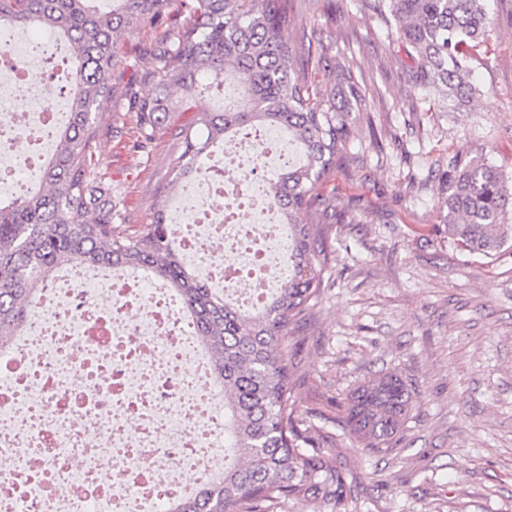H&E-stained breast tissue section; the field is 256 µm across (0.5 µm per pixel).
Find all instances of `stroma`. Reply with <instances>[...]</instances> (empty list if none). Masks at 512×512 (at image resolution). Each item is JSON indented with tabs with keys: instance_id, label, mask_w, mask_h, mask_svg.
<instances>
[{
	"instance_id": "35a3bbf8",
	"label": "stroma",
	"mask_w": 512,
	"mask_h": 512,
	"mask_svg": "<svg viewBox=\"0 0 512 512\" xmlns=\"http://www.w3.org/2000/svg\"><path fill=\"white\" fill-rule=\"evenodd\" d=\"M299 30H321L332 84L342 62L363 77L365 98L348 162L320 190L327 217L321 299L296 330L293 399L320 413L321 437L357 486L342 512H512V252L471 255L448 236L442 176L453 157L485 156L512 185V0H489L492 51L474 58L476 93L432 111L410 83V59L368 0H299ZM144 27L117 49L115 96L100 112L90 151L95 181L116 187L122 227L150 223L168 180L175 134L218 92L172 113L146 149L125 91L151 86ZM396 370L414 395L400 439L377 452L337 429L336 403L372 374Z\"/></svg>"
}]
</instances>
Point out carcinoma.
Returning a JSON list of instances; mask_svg holds the SVG:
<instances>
[{
    "mask_svg": "<svg viewBox=\"0 0 512 512\" xmlns=\"http://www.w3.org/2000/svg\"><path fill=\"white\" fill-rule=\"evenodd\" d=\"M169 0H0V24H34L69 50L73 79L57 149L26 194L0 198V353L23 328L31 305L55 273L72 261L97 269L137 267L165 283L194 320L213 373L224 387V475L176 499L166 512H274L305 498L315 512H341L354 494L353 477L330 448L314 443L310 417L292 400L291 336L323 293L313 265L324 251L318 189L341 171L351 110L361 105L360 81L345 63L325 89L316 69L328 46L306 51L285 37L297 26L293 0H194L188 18L169 14ZM489 0H377L397 39L411 48L409 79L456 105L475 91L470 62L488 53L494 21ZM149 24L162 30L150 49L153 89L132 94L144 148L171 113L191 109L208 77L227 88L223 109L198 112L176 133L169 182L156 194L153 220L127 233L112 186L90 179L89 144L96 119L112 102V70L120 41ZM186 97L172 101L167 88ZM256 126L288 135L296 157L269 185V203L288 226V277L255 309L216 293L186 258L167 224L174 187L202 179L213 145ZM442 209L448 235L465 251L493 258L512 243V188L485 158H454L444 174ZM412 407L406 381L395 371L363 381L337 405L336 426L380 450L403 432Z\"/></svg>",
    "mask_w": 512,
    "mask_h": 512,
    "instance_id": "cac0c4a2",
    "label": "carcinoma"
}]
</instances>
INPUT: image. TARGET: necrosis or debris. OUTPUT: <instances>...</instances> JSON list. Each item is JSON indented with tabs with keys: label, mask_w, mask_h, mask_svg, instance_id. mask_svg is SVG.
I'll return each instance as SVG.
<instances>
[{
	"label": "necrosis or debris",
	"mask_w": 512,
	"mask_h": 512,
	"mask_svg": "<svg viewBox=\"0 0 512 512\" xmlns=\"http://www.w3.org/2000/svg\"><path fill=\"white\" fill-rule=\"evenodd\" d=\"M67 55L52 37L0 40V79L24 93L0 109V196L20 194L55 146L64 110L40 106L54 80L43 66ZM289 155L272 128L230 140L169 224L185 256L250 307L287 274L286 238L265 180L226 176ZM223 416L212 362L167 285L72 263L0 356V512H164L223 472Z\"/></svg>",
	"instance_id": "1"
}]
</instances>
